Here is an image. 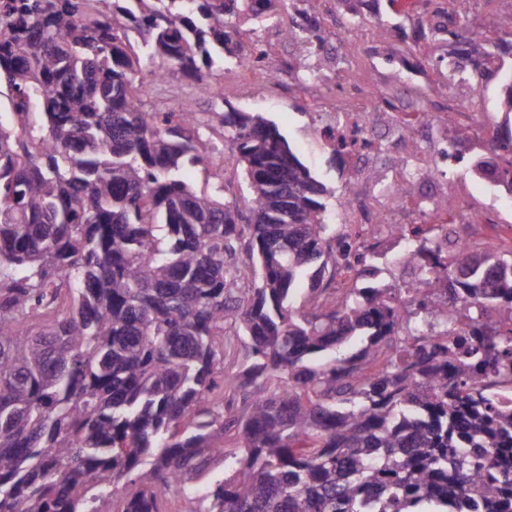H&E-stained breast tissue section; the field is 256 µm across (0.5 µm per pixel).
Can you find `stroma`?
<instances>
[{"label":"stroma","mask_w":512,"mask_h":512,"mask_svg":"<svg viewBox=\"0 0 512 512\" xmlns=\"http://www.w3.org/2000/svg\"><path fill=\"white\" fill-rule=\"evenodd\" d=\"M306 9L309 17L319 18L325 29L337 31L326 52L318 57L309 55L302 44L286 39L280 28L257 29L251 20L244 19L239 25L242 46H249L250 33L258 32L278 78L273 83L244 78L236 62L228 60L220 83L227 87L236 111L265 113L287 137L302 162L335 190V197L329 201V218L347 231L360 232L362 239L385 253L388 264L379 276L380 281L397 285L413 279L412 269L398 262L406 244L390 235L387 225L352 224L348 201L357 195L379 203L386 197V185L391 183L409 191L412 200L451 207L463 203L471 211L489 216V223L470 228L475 245L511 243V198L476 178L464 165L425 168L418 164L420 155H434L445 147L448 132L442 118L452 98L474 97L480 124L476 130L460 128L458 149L468 157L486 153L488 141L502 117L498 78H488L474 92L449 85L447 41L416 44L413 36L374 26L367 13L358 21H350L337 0H308ZM313 70L321 71V79L308 80L307 74ZM365 90L383 94L395 105L391 111L380 109L378 121L369 133L376 149L364 154L332 155L322 129L338 124L337 101ZM413 110L435 113L437 119L428 129L401 134L393 114ZM210 171L223 175L228 199L240 200L241 169L232 150L217 157ZM207 172L191 170L190 182L206 188Z\"/></svg>","instance_id":"obj_1"}]
</instances>
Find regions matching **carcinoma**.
I'll return each instance as SVG.
<instances>
[{"label":"carcinoma","mask_w":512,"mask_h":512,"mask_svg":"<svg viewBox=\"0 0 512 512\" xmlns=\"http://www.w3.org/2000/svg\"><path fill=\"white\" fill-rule=\"evenodd\" d=\"M276 2L0 0V512H512V248L391 224L417 273L391 288L264 113L214 112L239 206L186 178L217 153L198 113L146 106ZM452 2L416 40L458 45L450 84L497 63L502 122L494 160L444 158L512 198V15L492 38ZM304 17L284 34L319 55Z\"/></svg>","instance_id":"carcinoma-1"}]
</instances>
